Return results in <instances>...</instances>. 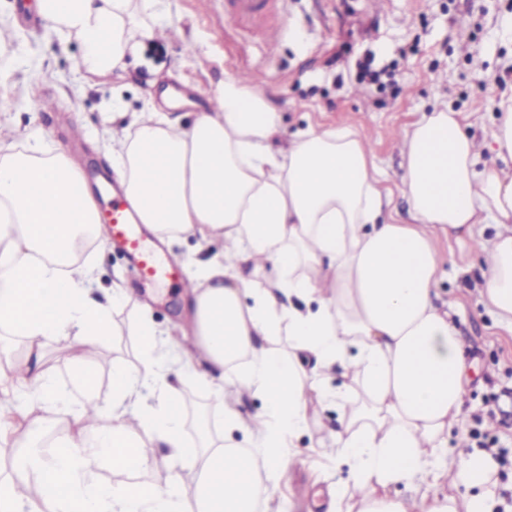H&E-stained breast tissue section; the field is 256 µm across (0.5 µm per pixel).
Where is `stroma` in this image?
<instances>
[{"mask_svg":"<svg viewBox=\"0 0 512 512\" xmlns=\"http://www.w3.org/2000/svg\"><path fill=\"white\" fill-rule=\"evenodd\" d=\"M175 21L167 41H143L123 70L82 78L71 61L81 51L76 38L52 35L47 23L22 27L36 49L32 63L8 65V91H0V124L17 135L37 129L49 143L69 149L84 172L109 168L101 139L127 126V113L146 105L190 121L205 102L197 87H210L225 74L252 76L281 110L282 133L308 127L348 126L358 130L381 168L399 170L401 127L438 107L463 113L469 130L490 139L495 104L512 93V42L501 26L512 20V0H390L376 9L371 0H288V34L273 56L257 37L228 23L224 0H167ZM388 68L383 85L362 79L364 64ZM84 125L90 140L70 146L68 130ZM220 240L197 247L195 238L165 242L179 269L175 280H142L130 260L109 245L92 243L82 254L94 262L93 287L118 284L131 301L112 315V333L91 349L99 373L98 395L109 399L113 361L139 364L137 321H153L190 345V301L180 283L220 255ZM444 262L437 278L440 303L469 346L472 383L450 448L491 453L498 480L496 512H512V325L487 309L481 279L467 248L439 240ZM184 438L197 446L201 430L222 433L215 400L200 384L185 381ZM339 427L335 407H318L308 435L299 441L304 464L288 470L272 512H327L330 487L348 481L347 467L312 450Z\"/></svg>","mask_w":512,"mask_h":512,"instance_id":"1","label":"stroma"}]
</instances>
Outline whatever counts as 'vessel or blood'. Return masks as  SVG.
Wrapping results in <instances>:
<instances>
[{
  "instance_id": "1",
  "label": "vessel or blood",
  "mask_w": 512,
  "mask_h": 512,
  "mask_svg": "<svg viewBox=\"0 0 512 512\" xmlns=\"http://www.w3.org/2000/svg\"><path fill=\"white\" fill-rule=\"evenodd\" d=\"M285 2L286 0H224V18L233 25L252 31L268 46L287 32L284 24ZM91 192L102 201L98 222L106 228L109 244L123 252L145 279H169L176 268L175 262L161 260L156 250L145 245L134 228L132 209L115 202L116 197L122 193L119 183L107 177L92 186Z\"/></svg>"
}]
</instances>
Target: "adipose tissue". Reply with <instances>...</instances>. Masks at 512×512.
I'll use <instances>...</instances> for the list:
<instances>
[{"instance_id":"obj_1","label":"adipose tissue","mask_w":512,"mask_h":512,"mask_svg":"<svg viewBox=\"0 0 512 512\" xmlns=\"http://www.w3.org/2000/svg\"><path fill=\"white\" fill-rule=\"evenodd\" d=\"M161 0H36L59 34L81 41L83 77L125 68L142 39L172 28ZM189 126L165 113H136L127 138L109 137L108 157L124 198L148 231L164 238L224 242L191 281L193 346L174 347L150 316L137 326L140 368L112 367V399L100 402L86 349L73 362L84 403L44 368L46 339L109 335L122 290L91 297L93 268L76 240L105 238L80 165L35 134L0 139V334L20 337L24 357L0 379V442L18 412L14 384L46 409L69 413L76 436L50 457L31 454L0 476V512H259L287 469L303 461L310 405L332 404L340 427L319 453L347 466L335 512H494L492 459L436 460L459 425L468 350L436 301L443 258L437 239H465L483 277L484 305L512 322V96L501 98L490 141L468 132L460 113L436 110L400 132L397 185L414 223L386 215L389 189L368 143L351 128L310 127L282 139L279 109L236 74L206 91ZM496 224L493 241L474 234ZM248 265L251 276L239 269ZM343 382H335V369ZM206 383L224 434L186 450V373ZM153 383V405L140 389ZM263 398L243 422L226 397ZM149 433L132 434L131 423ZM160 448L189 467L158 486L138 481ZM106 467L116 481L92 480ZM428 493L394 494L399 484Z\"/></svg>"}]
</instances>
